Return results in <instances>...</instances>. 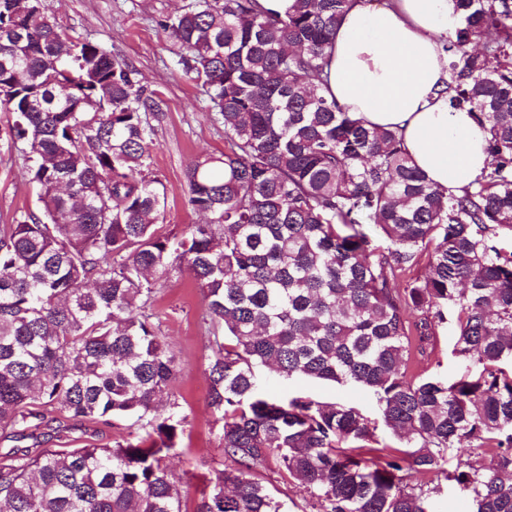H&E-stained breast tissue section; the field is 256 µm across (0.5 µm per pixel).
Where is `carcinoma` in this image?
Masks as SVG:
<instances>
[{
  "label": "carcinoma",
  "instance_id": "1",
  "mask_svg": "<svg viewBox=\"0 0 512 512\" xmlns=\"http://www.w3.org/2000/svg\"><path fill=\"white\" fill-rule=\"evenodd\" d=\"M354 0H194L160 23L224 124L185 173L209 216L159 230L158 108L125 59L60 34L47 0H0V110L24 142L39 208L0 230V430L131 417L113 447L29 448L0 466V512H183L163 464L186 416L154 300L186 269L205 300L208 406L224 456L193 512H286L257 468L277 459L319 512H435L420 476L458 451L476 512H512V0H456L444 44L452 108L489 134L482 176L433 185L398 131L326 97ZM428 258V272L395 281ZM456 309L451 381L408 376ZM367 391L378 420L267 395L259 369ZM396 446L379 444L376 422Z\"/></svg>",
  "mask_w": 512,
  "mask_h": 512
}]
</instances>
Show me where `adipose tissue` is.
Wrapping results in <instances>:
<instances>
[{
	"mask_svg": "<svg viewBox=\"0 0 512 512\" xmlns=\"http://www.w3.org/2000/svg\"><path fill=\"white\" fill-rule=\"evenodd\" d=\"M460 23L453 0H355L326 68V96L369 125L398 131L414 164L447 190L476 181L488 161L485 131L440 93L443 43Z\"/></svg>",
	"mask_w": 512,
	"mask_h": 512,
	"instance_id": "1",
	"label": "adipose tissue"
}]
</instances>
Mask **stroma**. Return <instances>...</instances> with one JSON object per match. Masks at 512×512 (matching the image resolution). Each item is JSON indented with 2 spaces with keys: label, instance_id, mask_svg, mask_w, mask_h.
Listing matches in <instances>:
<instances>
[{
  "label": "stroma",
  "instance_id": "1",
  "mask_svg": "<svg viewBox=\"0 0 512 512\" xmlns=\"http://www.w3.org/2000/svg\"><path fill=\"white\" fill-rule=\"evenodd\" d=\"M192 0H49L60 28L76 40L103 44L123 57L136 78L157 93L160 118L154 121L151 146L154 172L167 187L164 231L181 234L186 225L202 223V216L188 202L184 174L198 157L224 150V125L212 111L200 83L189 80L179 63L178 48L166 37L160 23ZM7 113L0 112V227L16 223L35 210L36 194L29 180L28 161L22 143L7 132ZM160 328L174 346L180 374L174 393L186 417L180 445L166 459L187 483L183 499L194 508L208 478L224 469L223 422L207 404V363L210 352L204 339L203 303L189 274H176L162 288L155 304ZM453 331L436 328L424 354L412 355L409 373L452 378L465 365L454 352ZM261 383L273 397L304 395L318 401H337L373 415L368 395L323 381L283 380L261 372ZM129 419L112 423L64 421L37 429L41 447L70 450L93 442L111 447L126 435ZM257 479L287 503L288 512H318L315 501L291 482L277 460H268L256 473Z\"/></svg>",
  "mask_w": 512,
  "mask_h": 512
}]
</instances>
